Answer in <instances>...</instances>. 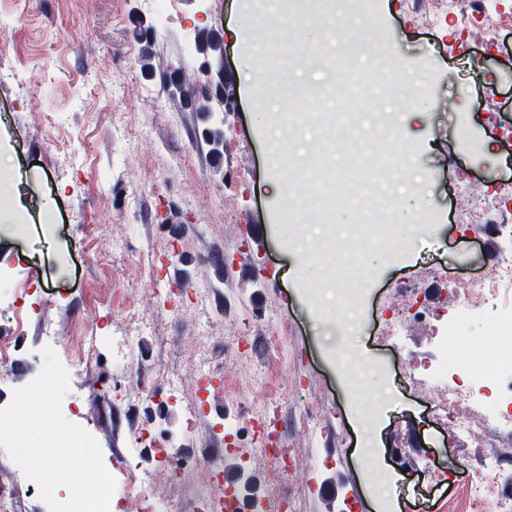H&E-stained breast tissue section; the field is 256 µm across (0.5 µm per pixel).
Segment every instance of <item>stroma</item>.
<instances>
[{
	"instance_id": "35a3bbf8",
	"label": "stroma",
	"mask_w": 512,
	"mask_h": 512,
	"mask_svg": "<svg viewBox=\"0 0 512 512\" xmlns=\"http://www.w3.org/2000/svg\"><path fill=\"white\" fill-rule=\"evenodd\" d=\"M302 17L293 32L282 14L256 23L244 0H172L165 19L150 0H0V209L16 212L12 230L0 233V267L11 273L0 288V331L17 336L27 364L0 381V397L38 375L45 324L69 336L74 319L88 315L103 337L100 357L71 380L65 401L83 402L111 377V391L80 420L105 460L201 405L195 480L214 455L247 496L271 503L294 482L304 487L296 512H377L369 477L379 470L391 480L393 512H462L453 486L471 461L494 466L512 454V434L449 438L443 411L402 363L435 353L436 333L421 323L387 334L394 314L386 299L408 284L450 313L457 299L437 289L441 276L487 267L458 186L512 210L500 193L512 183V0L448 16L436 0L422 12L415 0H360L343 17ZM141 25L153 35L149 73L135 35ZM241 26L243 39L230 37ZM346 29L390 39L412 75L380 74L367 98L350 104L345 81L377 72L379 61L346 52ZM202 30L223 42V77L184 51ZM175 68L209 95L225 81L229 104L180 109L166 86ZM349 111L354 127L325 158L337 176L330 184L310 163L324 138L319 115ZM375 112L417 113L397 149L412 157L404 179L423 185L438 222L399 261L361 253L373 287L351 307L339 294L350 269L310 256L307 240L326 233L343 241L368 220L402 237L421 220L418 208L381 192L377 153L362 151L368 176L351 166L348 146ZM216 125L224 132L217 154L206 136ZM370 195L381 209L368 217L358 204ZM30 283L40 290L38 315L18 325L12 291ZM497 314L487 303L465 330L478 358L495 356ZM139 329L134 372L179 376L177 399L133 401L132 375L113 364L107 337ZM279 341L292 351L284 372L272 363ZM201 350L213 380L204 401ZM381 395L385 409L362 427L361 406ZM269 397L282 402L272 429L259 413ZM222 418L238 419L240 434L223 433ZM265 443L289 450L293 474L252 456ZM338 481L341 498L322 494Z\"/></svg>"
}]
</instances>
